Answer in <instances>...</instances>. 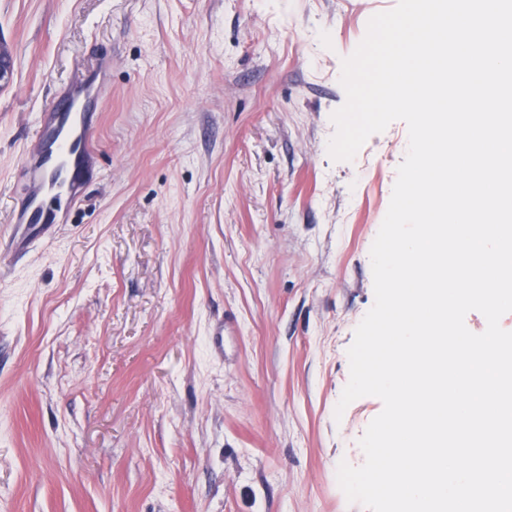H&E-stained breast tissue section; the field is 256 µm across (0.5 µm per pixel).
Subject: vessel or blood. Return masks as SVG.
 <instances>
[{"instance_id":"b4317fda","label":"vessel or blood","mask_w":512,"mask_h":512,"mask_svg":"<svg viewBox=\"0 0 512 512\" xmlns=\"http://www.w3.org/2000/svg\"><path fill=\"white\" fill-rule=\"evenodd\" d=\"M96 94L93 85L77 86L63 104L42 113L22 154L31 179L27 205L16 215L18 224L47 231L56 222V204L78 203L82 194L74 176L94 154L86 113Z\"/></svg>"}]
</instances>
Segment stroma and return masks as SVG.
Returning <instances> with one entry per match:
<instances>
[{"instance_id":"1","label":"stroma","mask_w":512,"mask_h":512,"mask_svg":"<svg viewBox=\"0 0 512 512\" xmlns=\"http://www.w3.org/2000/svg\"><path fill=\"white\" fill-rule=\"evenodd\" d=\"M397 2L0 0V512H367L337 468L383 403L335 409L408 131L327 144ZM102 57L84 198L18 247L23 147Z\"/></svg>"}]
</instances>
